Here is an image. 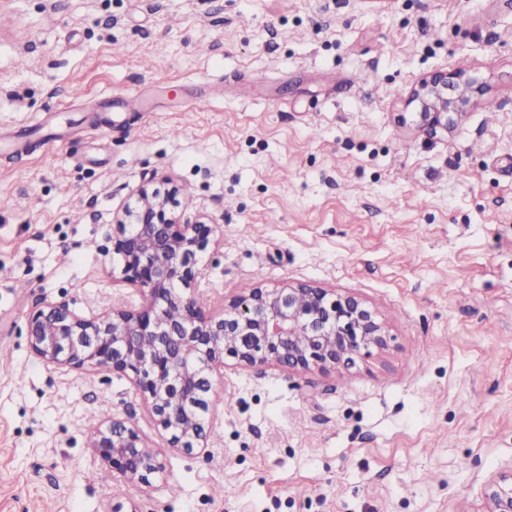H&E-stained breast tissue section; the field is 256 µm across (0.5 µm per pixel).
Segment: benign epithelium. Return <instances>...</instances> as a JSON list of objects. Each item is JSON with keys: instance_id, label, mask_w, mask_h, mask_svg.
I'll return each instance as SVG.
<instances>
[{"instance_id": "obj_1", "label": "benign epithelium", "mask_w": 512, "mask_h": 512, "mask_svg": "<svg viewBox=\"0 0 512 512\" xmlns=\"http://www.w3.org/2000/svg\"><path fill=\"white\" fill-rule=\"evenodd\" d=\"M482 91L460 70L435 71L412 89L409 103L418 109L421 130L433 136L448 131L452 117L465 115ZM179 195L176 186L144 187L135 204L113 215L112 253L141 303L91 319L66 304L47 305L27 321L35 356L77 370L105 365L131 378L157 426L192 452L206 438L208 397L226 360L288 372L336 369L363 350L387 347L385 324L360 299L305 283L253 288L230 300L223 316L206 312L192 288L213 228L203 217L182 220ZM170 310L177 316L168 317ZM90 447L128 482L148 486L162 469L138 429L120 420L97 428ZM485 498L487 512H512V473L490 482Z\"/></svg>"}]
</instances>
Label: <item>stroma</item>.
Segmentation results:
<instances>
[{"label":"stroma","mask_w":512,"mask_h":512,"mask_svg":"<svg viewBox=\"0 0 512 512\" xmlns=\"http://www.w3.org/2000/svg\"><path fill=\"white\" fill-rule=\"evenodd\" d=\"M485 86L451 131L411 89ZM174 181L198 293L303 282L392 337L348 369L229 367L205 449L130 378L44 364L29 314L136 296L112 215ZM119 418L162 478L89 446ZM512 471V0H0V512H483Z\"/></svg>","instance_id":"stroma-1"}]
</instances>
